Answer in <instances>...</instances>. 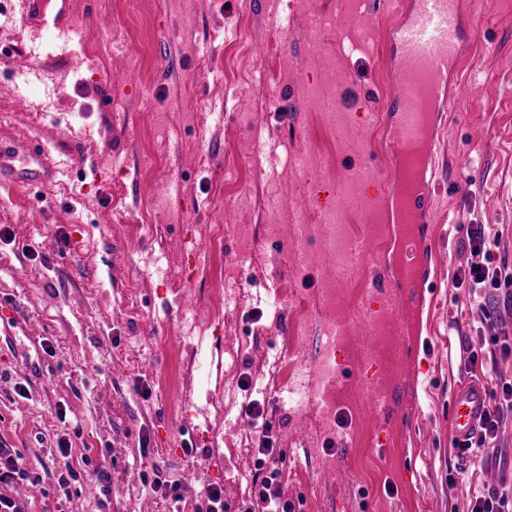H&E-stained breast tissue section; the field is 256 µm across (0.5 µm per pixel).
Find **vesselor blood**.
I'll return each mask as SVG.
<instances>
[{
  "mask_svg": "<svg viewBox=\"0 0 512 512\" xmlns=\"http://www.w3.org/2000/svg\"><path fill=\"white\" fill-rule=\"evenodd\" d=\"M396 54L391 61V79L397 87L387 102L386 118L392 129L391 154L399 176L397 201L393 206V233L401 246L405 287L398 312L413 305V290L420 287L421 257L426 245L415 233L419 224L431 221L425 205L436 185L435 160L439 138L435 125L447 111L452 94L469 93V85L449 88L448 76L468 46V25L461 0H411L392 31ZM30 187L43 186L52 174L45 154L27 155ZM485 408L482 383L467 382L452 397L451 424L455 438L466 441L476 431Z\"/></svg>",
  "mask_w": 512,
  "mask_h": 512,
  "instance_id": "vessel-or-blood-1",
  "label": "vessel or blood"
}]
</instances>
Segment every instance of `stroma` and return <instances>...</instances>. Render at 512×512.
<instances>
[{
    "label": "stroma",
    "mask_w": 512,
    "mask_h": 512,
    "mask_svg": "<svg viewBox=\"0 0 512 512\" xmlns=\"http://www.w3.org/2000/svg\"><path fill=\"white\" fill-rule=\"evenodd\" d=\"M76 27L98 45L62 53L47 31L0 0V144L25 143L55 162L52 180L30 190L0 182V448L30 466L31 482L0 484L26 512H206L217 484L230 512H261L253 497L259 432L242 413L265 403L273 447L283 453L284 493L296 512H467L476 492L512 482V419L497 447L460 454L451 396L469 375L463 340L512 337V317L481 321L454 275L470 259L462 228L500 235L496 264L512 267V0H463L474 25L454 77L469 83L441 133L440 160L468 184L439 186L434 221L419 225L435 276L408 321L372 291L398 278L393 239L373 247L367 228L388 205L382 105L396 91L387 72L393 0H148L144 13L120 0H70ZM333 17L319 51L310 20ZM291 24L277 33L281 18ZM123 34L126 49L113 50ZM274 70L263 86L258 71ZM30 73L40 111L25 107ZM334 105L335 119L324 114ZM307 152L309 173L293 170ZM375 173H362L365 161ZM348 263L319 237L294 241L304 215L319 223L341 191ZM230 225L216 253L204 229ZM358 288L359 312L322 304L325 289ZM242 296L238 310L208 311L216 291ZM198 310L183 319V300ZM312 315L304 364H318L330 324L336 342L333 414L290 408L274 362L295 322L294 300ZM408 331L397 355L368 338ZM394 391L400 422L381 427L370 378ZM27 397H19V386ZM66 419H59L58 408ZM74 455L107 453L108 486L89 479L63 495L58 439ZM247 442L241 456L228 452ZM192 443L194 458L183 452ZM469 472L449 485L455 468ZM305 480H297L296 472ZM154 480L179 483L178 498Z\"/></svg>",
    "instance_id": "35a3bbf8"
}]
</instances>
